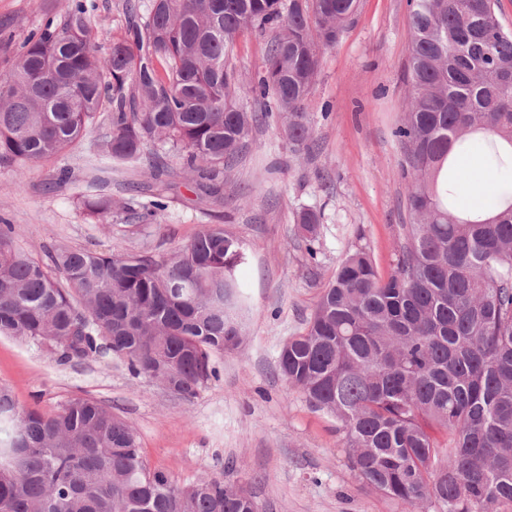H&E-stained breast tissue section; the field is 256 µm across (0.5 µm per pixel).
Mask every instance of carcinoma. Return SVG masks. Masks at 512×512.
Here are the masks:
<instances>
[{
  "label": "carcinoma",
  "mask_w": 512,
  "mask_h": 512,
  "mask_svg": "<svg viewBox=\"0 0 512 512\" xmlns=\"http://www.w3.org/2000/svg\"><path fill=\"white\" fill-rule=\"evenodd\" d=\"M498 0H419L408 23V108L397 129L410 179L403 242L383 277L357 249L338 265L304 330L280 350L288 387L336 422L351 469L419 512L512 507V194L486 219L453 206L450 155L479 137L512 169V37ZM100 57L84 0L23 43L0 82V165L55 157L97 126L87 157L143 164L153 180L193 173L213 203L224 167L253 127L282 121L311 139L305 102L321 48L336 44L358 0H147ZM276 28L263 73L229 63L240 37ZM86 218L121 215L112 196H77ZM298 229L316 255L320 216ZM243 243L204 226L169 256L59 248L39 261L0 226V336L71 362L110 351L135 377L191 400L237 346L250 308L235 270ZM0 512H257L247 490L215 478L179 484L145 463L137 433L101 403L20 410L0 390Z\"/></svg>",
  "instance_id": "obj_1"
}]
</instances>
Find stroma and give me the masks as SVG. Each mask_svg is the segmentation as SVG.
Wrapping results in <instances>:
<instances>
[{
	"label": "stroma",
	"instance_id": "obj_1",
	"mask_svg": "<svg viewBox=\"0 0 512 512\" xmlns=\"http://www.w3.org/2000/svg\"><path fill=\"white\" fill-rule=\"evenodd\" d=\"M92 42L108 55L130 17L128 0H87ZM68 0H0V74L29 33ZM409 0H359L336 44L319 53L306 101L314 143L293 149L281 126L252 132L251 145L224 172V200H202L185 176L165 183L139 168L100 183L113 199L154 195L166 205L155 219L93 224L76 209L86 191L82 149L24 167L0 166V224L41 259L60 247L169 255L204 225L222 224L244 243L238 268L251 305L238 349L213 355L215 378L185 401L160 383L132 377L115 355L58 363L40 345L0 336V388L18 408L59 410L76 396L95 399L131 423L150 468L181 484L208 475L244 486L259 512H411L372 491L351 471L335 422L289 390L276 371L288 338L302 332L323 288L351 251L370 253L381 275L393 270L408 223L403 153L394 135L406 103L404 64ZM271 31L241 37L231 62L257 81ZM70 178L59 183L61 169ZM320 212L317 260H310L294 216Z\"/></svg>",
	"mask_w": 512,
	"mask_h": 512
}]
</instances>
